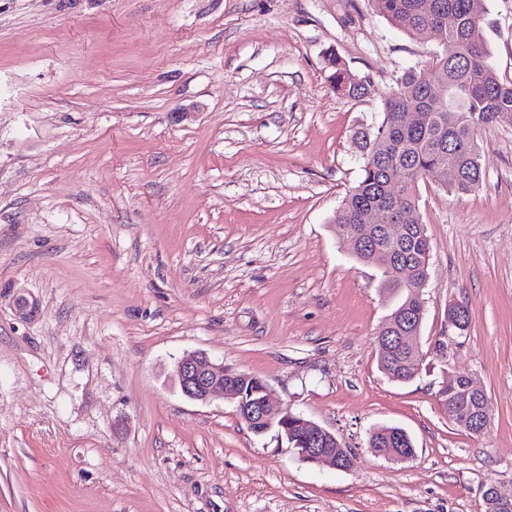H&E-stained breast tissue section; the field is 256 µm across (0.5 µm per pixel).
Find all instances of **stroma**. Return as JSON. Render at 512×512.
<instances>
[{
    "mask_svg": "<svg viewBox=\"0 0 512 512\" xmlns=\"http://www.w3.org/2000/svg\"><path fill=\"white\" fill-rule=\"evenodd\" d=\"M485 6L512 80V0ZM440 49L370 0H0V512H484L490 481L512 496V125L481 130L479 190L419 184L410 383L378 368L383 271L333 222L357 132ZM331 51L377 93H336ZM197 351L335 433L350 466L184 397L174 361ZM460 373L488 398L478 434L439 402ZM382 425L414 457L375 454ZM405 430L399 427L392 426H382L375 429L369 438V446L373 451L378 453H386L392 454L394 452H398L400 448H404L401 454L397 455V458L388 459L394 461H405L411 459L414 455V450L412 448V440L410 436L407 434V438L401 433Z\"/></svg>",
    "mask_w": 512,
    "mask_h": 512,
    "instance_id": "1",
    "label": "stroma"
}]
</instances>
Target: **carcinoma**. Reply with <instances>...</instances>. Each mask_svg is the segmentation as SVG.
I'll list each match as a JSON object with an SVG mask.
<instances>
[{"label": "carcinoma", "mask_w": 512, "mask_h": 512, "mask_svg": "<svg viewBox=\"0 0 512 512\" xmlns=\"http://www.w3.org/2000/svg\"><path fill=\"white\" fill-rule=\"evenodd\" d=\"M376 11L407 35L440 43H453L454 55L435 53L431 72L441 88L430 91L428 79L406 71L383 98V119L372 131L361 133V176L337 209L333 223L353 256L380 267L390 262L407 271L406 284L392 288L394 309L377 335L381 369L392 380L411 381L416 362L406 350L392 344L399 332L420 331L422 322H405L423 305L422 289L428 278L430 241L418 211L419 182L438 166L454 169L446 184L455 193H471L483 183L478 134L498 116L512 114V81L500 78L487 62L488 49L483 23L485 0H371ZM333 70V89L360 99L376 91L369 74H353L334 52L326 55ZM420 113L413 123L409 114ZM457 120L448 124V113ZM382 208L406 225L407 233L393 241L379 225L364 223L369 208ZM412 447V440L399 427L382 426L369 438V448L392 454Z\"/></svg>", "instance_id": "carcinoma-1"}]
</instances>
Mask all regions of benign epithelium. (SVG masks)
<instances>
[{"label": "benign epithelium", "instance_id": "7a95c632", "mask_svg": "<svg viewBox=\"0 0 512 512\" xmlns=\"http://www.w3.org/2000/svg\"><path fill=\"white\" fill-rule=\"evenodd\" d=\"M367 219L372 224L382 225L395 240L403 238L406 233L405 225L395 223V217L383 209L370 210ZM173 378L181 393L191 400L206 402L221 395L235 403L240 418L249 427H257L261 434L274 428L286 431L291 443L306 444L298 455L305 463L327 464L333 469H342L347 464L348 453L345 449L336 451L328 448L330 440L336 438L334 433L288 408L273 409L265 383L257 377L226 368L205 354L194 352L175 362ZM248 386L251 387L249 391L246 390ZM481 395L482 391L474 387L468 378L456 402L448 405V413L462 420L474 433L481 432L483 427L474 421L469 404Z\"/></svg>", "mask_w": 512, "mask_h": 512}]
</instances>
